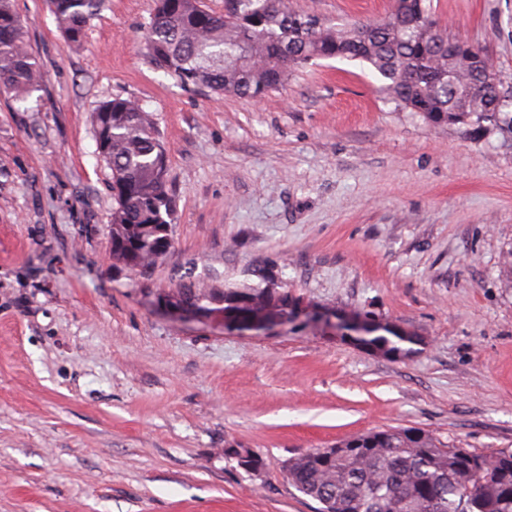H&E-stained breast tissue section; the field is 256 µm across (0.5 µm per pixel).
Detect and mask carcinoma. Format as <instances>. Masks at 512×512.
Returning a JSON list of instances; mask_svg holds the SVG:
<instances>
[{
	"label": "carcinoma",
	"instance_id": "obj_1",
	"mask_svg": "<svg viewBox=\"0 0 512 512\" xmlns=\"http://www.w3.org/2000/svg\"><path fill=\"white\" fill-rule=\"evenodd\" d=\"M67 42L85 43L99 0H46ZM12 0H0V92L26 100L42 72ZM150 61L183 85L257 98L283 86L292 66L341 58L368 64L378 91L432 123L468 124L512 134V98L481 87L462 59L448 55V35L429 0H394L382 25L329 26L288 9L287 0H238L231 14L205 0H156L146 33ZM99 154L112 171L109 237L112 261L145 278L163 257L173 198L167 154L153 115L138 100L116 97L92 114ZM254 284L224 285L216 271L174 274L161 296L227 318L266 315L290 320L297 305L273 268L252 270ZM376 341L413 352L415 339L387 333ZM350 450L316 448L288 459L296 490L320 512H512V451L492 456L461 450L421 429L391 427L352 436Z\"/></svg>",
	"mask_w": 512,
	"mask_h": 512
}]
</instances>
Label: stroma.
<instances>
[{"label": "stroma", "mask_w": 512, "mask_h": 512, "mask_svg": "<svg viewBox=\"0 0 512 512\" xmlns=\"http://www.w3.org/2000/svg\"><path fill=\"white\" fill-rule=\"evenodd\" d=\"M391 2L288 6L341 25ZM14 7L43 82L0 94V512H318L285 461L360 433L512 450V134L433 125L350 60L258 101L185 88L147 57L155 0H101L79 49L45 0ZM433 9L512 91V0ZM115 97L154 115L168 156L173 248L147 281L110 255L91 116ZM269 259L302 306L422 344L395 360L306 317L240 334L154 305L186 261L233 285Z\"/></svg>", "instance_id": "35a3bbf8"}]
</instances>
